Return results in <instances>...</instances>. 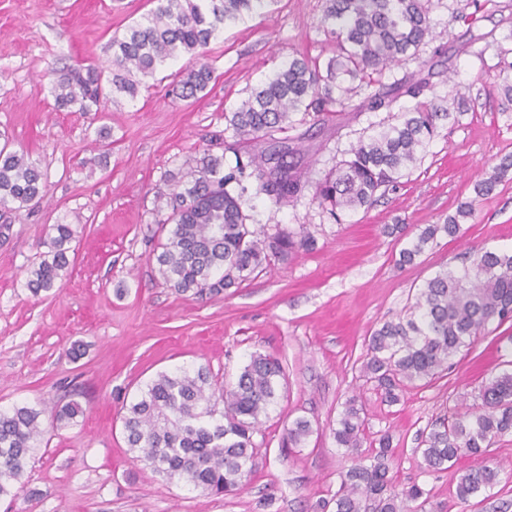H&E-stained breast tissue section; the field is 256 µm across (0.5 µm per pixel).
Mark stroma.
I'll list each match as a JSON object with an SVG mask.
<instances>
[{
  "label": "stroma",
  "mask_w": 512,
  "mask_h": 512,
  "mask_svg": "<svg viewBox=\"0 0 512 512\" xmlns=\"http://www.w3.org/2000/svg\"><path fill=\"white\" fill-rule=\"evenodd\" d=\"M323 6L276 0L268 14L227 25L206 48L213 79L196 98L168 93V75L187 65L179 59L145 78L136 98L79 112L57 108L53 73L108 66L113 38L151 9L150 0H0V134L46 174L40 206L0 211L7 226L0 236V408L76 400L84 409L72 425L45 435L22 489L0 499V512H320L344 463L330 426L355 395L366 409L361 453L390 433L397 487L421 485L434 512H512V435L487 457L503 468L500 484L466 504L454 491L471 458L431 472L416 452L419 433L446 410L478 406L483 382L512 359V326H489L452 368L410 384L398 403L384 402L359 378L371 331L404 314L427 279L461 267L466 252L512 250L511 171L458 236L438 235L414 264H397L402 248L428 225L444 223L512 156V109L494 92L500 51L512 48V0H440L419 61L385 72L388 83L430 65L434 94L461 95L465 105L411 174L378 193L368 210L334 221L311 186L281 209L261 196L249 203L252 223L271 233L303 229L312 249L212 297L176 293L157 273L153 252L166 237L157 194L204 155L229 164L246 154L225 112L289 57L328 56ZM463 13L476 16L474 29L460 21ZM439 46L445 56H434ZM387 119L381 110L319 125L294 115L289 134L302 138L311 185L369 126ZM57 223L79 227L69 274L36 296L26 286L29 271ZM393 224L400 232L384 234ZM76 345L77 359L70 353ZM256 352L283 361L287 385L254 437L257 467L241 491L206 494L133 460L121 417L145 383L158 372L199 365L229 383ZM298 417L313 433L299 447H283Z\"/></svg>",
  "instance_id": "1"
}]
</instances>
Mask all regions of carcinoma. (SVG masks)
I'll list each match as a JSON object with an SVG mask.
<instances>
[{"label": "carcinoma", "instance_id": "obj_1", "mask_svg": "<svg viewBox=\"0 0 512 512\" xmlns=\"http://www.w3.org/2000/svg\"><path fill=\"white\" fill-rule=\"evenodd\" d=\"M155 7L112 39L108 68H71L52 85L57 106L99 112L108 101L134 98L142 79L181 56L192 66L173 83L172 94L187 100L204 91L213 69L204 62L211 38L227 24L260 15L275 0H153ZM433 0H325L321 27L330 46L325 61L292 58L268 80L248 90L225 113L227 128L258 145L248 160L225 166L209 156L157 195V210L168 215L167 237L155 256L164 283L180 293L217 295L274 262L284 263L313 246L302 231L280 228L269 234L248 223V194L266 196L284 207L301 196L308 183L292 138H278L298 112L321 121L366 110H397L393 122L380 125L352 145L347 158L316 183L313 199L335 220L341 213L367 209L376 194L398 182L422 161L440 127L459 108L457 101L428 96L429 78L405 76L382 82L385 70L415 58L431 28ZM407 96L410 106L396 107ZM506 158L474 186L475 197L460 203L445 224L426 227L399 253V265L412 264L438 234L456 236L506 173ZM45 174L25 156L0 147V208L35 207L44 199ZM76 224L50 226L48 251L30 270L27 288L35 296L57 286L69 266V244ZM512 320V252L480 250L460 270L442 269L417 289L405 314L384 322L368 336L360 377L384 401L396 404L406 383L432 379L454 365L488 325ZM286 383L281 360L256 353L233 383L213 380L208 367L162 371L125 404L122 418L128 452L153 474L183 481L207 493L232 495L242 490L256 467L254 436L277 404ZM476 410L453 409L424 429L416 451L428 470L454 466L463 456L484 458L497 439L512 435V368L491 377L480 389ZM365 404L344 403L332 429L336 445L346 449L348 465L338 488L322 509L333 512H426L428 493L418 484L399 489L388 477L392 436L383 434L370 463L362 446ZM43 409H0V498L15 497L35 445L44 435ZM82 409L69 402L51 411L50 427L73 421ZM313 433L297 418L286 429L290 447ZM502 467L481 463L463 471L456 497L465 504L499 482ZM415 507H410V504Z\"/></svg>", "mask_w": 512, "mask_h": 512}]
</instances>
